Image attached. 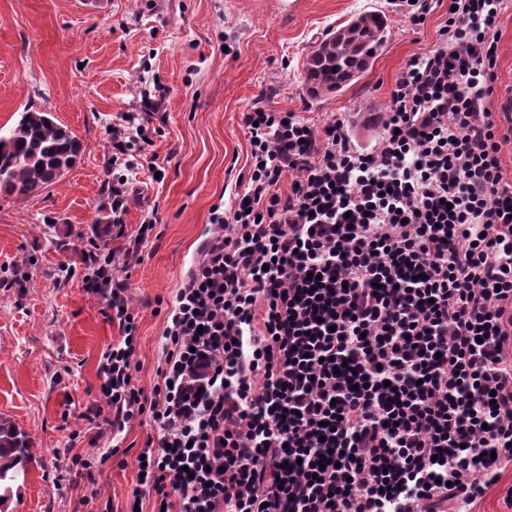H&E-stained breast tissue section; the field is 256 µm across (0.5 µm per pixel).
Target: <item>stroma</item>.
Instances as JSON below:
<instances>
[{"label":"stroma","instance_id":"stroma-1","mask_svg":"<svg viewBox=\"0 0 512 512\" xmlns=\"http://www.w3.org/2000/svg\"><path fill=\"white\" fill-rule=\"evenodd\" d=\"M380 9L389 39L351 87L318 99L302 83L315 43L365 10ZM448 11L435 5L413 26L394 0H0V127L24 109L52 113L82 143L72 168L40 196L0 198V417L31 441L27 474L0 497V512H74L86 489L58 477L74 455L108 454L96 473L125 508L136 485V455L153 423L125 439L89 447L80 414L97 390L102 352L120 333L105 302L85 293V268L65 274L77 250L120 247L112 236V192L127 175L124 216L136 232L156 211L142 260L129 271L139 312L140 371L151 386L164 360L170 303L196 261L214 208H228L247 168L241 114L253 104L314 123L341 117L361 146L379 121L405 63L430 49ZM497 94L512 86V0L500 17ZM165 98L153 144L114 158L113 125L138 104V89Z\"/></svg>","mask_w":512,"mask_h":512}]
</instances>
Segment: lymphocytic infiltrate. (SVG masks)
Instances as JSON below:
<instances>
[{"mask_svg": "<svg viewBox=\"0 0 512 512\" xmlns=\"http://www.w3.org/2000/svg\"><path fill=\"white\" fill-rule=\"evenodd\" d=\"M409 59L377 145L344 119L255 104L242 114L244 190L166 313L164 361L137 377V312L118 252L79 254L120 340L81 414L90 444L143 418L134 504L151 512H460L512 463V96L495 94L503 0H448ZM164 103L113 129L146 143ZM94 456H74L80 504L113 512Z\"/></svg>", "mask_w": 512, "mask_h": 512, "instance_id": "f902f5d3", "label": "lymphocytic infiltrate"}]
</instances>
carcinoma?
<instances>
[{"instance_id": "cac0c4a2", "label": "carcinoma", "mask_w": 512, "mask_h": 512, "mask_svg": "<svg viewBox=\"0 0 512 512\" xmlns=\"http://www.w3.org/2000/svg\"><path fill=\"white\" fill-rule=\"evenodd\" d=\"M387 18L381 11L361 14L321 39L308 55L303 80L312 97L339 93L370 66L384 41ZM82 144L47 112L26 109L12 125L0 127V197L16 202L41 195L56 174L73 166ZM30 440L14 423L0 417V487L9 489L25 472Z\"/></svg>"}]
</instances>
